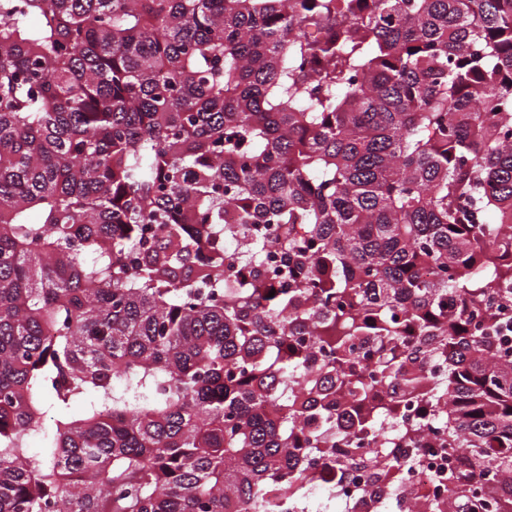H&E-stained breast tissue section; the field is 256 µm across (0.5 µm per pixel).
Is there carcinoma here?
<instances>
[{
  "instance_id": "1",
  "label": "carcinoma",
  "mask_w": 512,
  "mask_h": 512,
  "mask_svg": "<svg viewBox=\"0 0 512 512\" xmlns=\"http://www.w3.org/2000/svg\"><path fill=\"white\" fill-rule=\"evenodd\" d=\"M427 454L512 512V0H0V512Z\"/></svg>"
}]
</instances>
